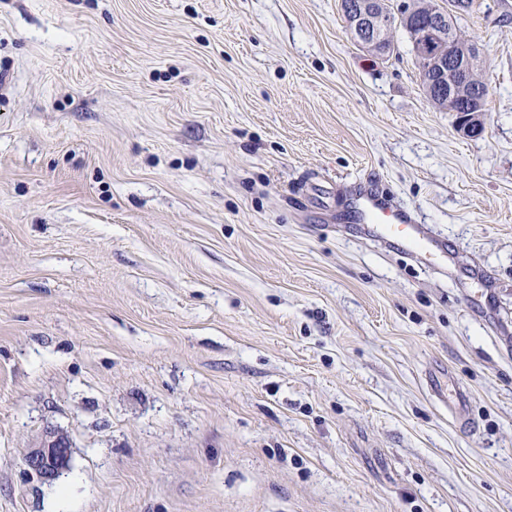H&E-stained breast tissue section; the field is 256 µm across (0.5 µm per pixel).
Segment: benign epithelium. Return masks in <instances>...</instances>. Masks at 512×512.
Wrapping results in <instances>:
<instances>
[{"label": "benign epithelium", "mask_w": 512, "mask_h": 512, "mask_svg": "<svg viewBox=\"0 0 512 512\" xmlns=\"http://www.w3.org/2000/svg\"><path fill=\"white\" fill-rule=\"evenodd\" d=\"M384 0H360L349 12L347 31L350 37L367 50L376 51L384 43V27L377 24L381 17ZM414 50L421 62L424 80L433 84L440 79L448 81V58L456 63L455 75L460 81L469 80L474 74L477 58L476 46L453 31H444L442 23L427 27L414 38ZM459 131L466 135L482 134L486 131V113L476 107L461 110ZM70 442L54 430L43 431L37 444L25 458L27 469L43 480L55 479L68 467Z\"/></svg>", "instance_id": "benign-epithelium-1"}]
</instances>
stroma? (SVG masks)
<instances>
[{
  "mask_svg": "<svg viewBox=\"0 0 512 512\" xmlns=\"http://www.w3.org/2000/svg\"><path fill=\"white\" fill-rule=\"evenodd\" d=\"M345 26L0 0V512H512V0L457 16L476 137L406 31L380 56ZM365 179L445 270L354 221ZM70 442L55 429H46L25 458L27 469L43 480L55 479L68 467Z\"/></svg>",
  "mask_w": 512,
  "mask_h": 512,
  "instance_id": "stroma-1",
  "label": "stroma"
}]
</instances>
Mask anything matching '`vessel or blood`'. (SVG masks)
<instances>
[{"label": "vessel or blood", "mask_w": 512, "mask_h": 512, "mask_svg": "<svg viewBox=\"0 0 512 512\" xmlns=\"http://www.w3.org/2000/svg\"><path fill=\"white\" fill-rule=\"evenodd\" d=\"M355 221L369 225L383 239L402 244L406 249L427 261H440L446 256L444 247L429 235L410 209L392 198L363 189L354 198Z\"/></svg>", "instance_id": "obj_1"}]
</instances>
